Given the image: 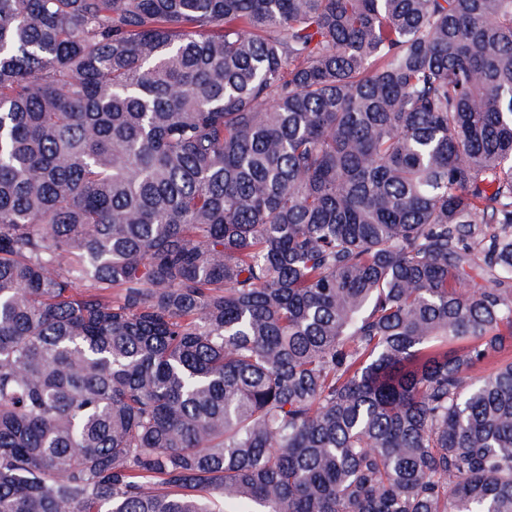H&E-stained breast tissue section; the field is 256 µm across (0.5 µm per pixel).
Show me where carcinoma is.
I'll return each instance as SVG.
<instances>
[{
    "label": "carcinoma",
    "mask_w": 512,
    "mask_h": 512,
    "mask_svg": "<svg viewBox=\"0 0 512 512\" xmlns=\"http://www.w3.org/2000/svg\"><path fill=\"white\" fill-rule=\"evenodd\" d=\"M0 512H512V0H0Z\"/></svg>",
    "instance_id": "cac0c4a2"
}]
</instances>
